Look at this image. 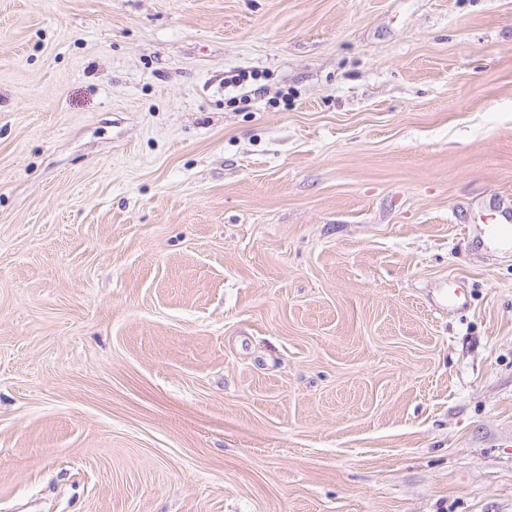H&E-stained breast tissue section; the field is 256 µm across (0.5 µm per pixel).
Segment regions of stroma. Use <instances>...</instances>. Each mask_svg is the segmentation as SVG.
I'll list each match as a JSON object with an SVG mask.
<instances>
[{"mask_svg": "<svg viewBox=\"0 0 512 512\" xmlns=\"http://www.w3.org/2000/svg\"><path fill=\"white\" fill-rule=\"evenodd\" d=\"M504 199L512 0H0V512H512Z\"/></svg>", "mask_w": 512, "mask_h": 512, "instance_id": "1", "label": "stroma"}]
</instances>
